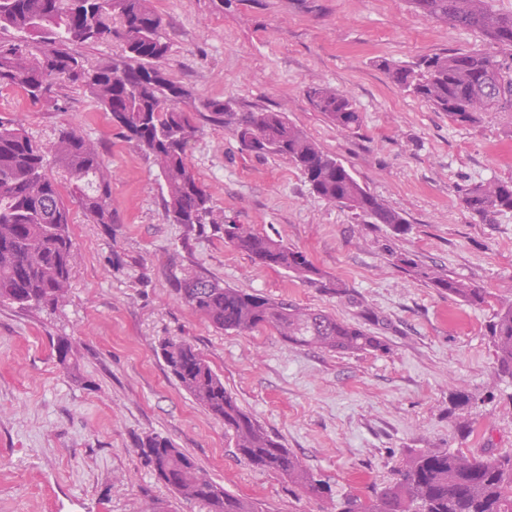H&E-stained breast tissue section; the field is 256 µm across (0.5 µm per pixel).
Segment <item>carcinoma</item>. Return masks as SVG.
<instances>
[{
	"label": "carcinoma",
	"instance_id": "carcinoma-1",
	"mask_svg": "<svg viewBox=\"0 0 512 512\" xmlns=\"http://www.w3.org/2000/svg\"><path fill=\"white\" fill-rule=\"evenodd\" d=\"M410 2L425 17L478 31L504 52L512 51V14L492 10L486 0ZM2 30L14 38L0 40V86L17 88L38 103L51 101L62 82L80 84L126 141L152 160L166 218L182 226L186 241L211 229L224 235V244L258 263L283 270L309 288L358 303L344 281L323 271L305 252L249 224L224 223L189 160L202 122L231 131L243 152L287 159L314 195L351 210L363 223L386 224L398 234L409 230L401 213L367 190L286 112H242L231 99L192 97L159 65L170 46L150 0H0ZM114 36L124 43L125 53L96 66H86L70 48L75 42L100 43ZM385 70L395 85L455 123L474 124L483 112L512 111V66L504 58L479 50L442 52L413 66L387 64ZM305 96L313 111L336 128L347 131L360 125V112L345 93L312 84ZM48 155L64 173L66 185L49 173ZM72 201L93 223H116L112 178L97 143L72 127L42 146L20 120L0 117V303L50 309L65 302L77 260ZM460 203L490 224L498 214L512 211V180L471 184L462 190ZM390 257L415 279L468 306H497L488 337L498 374L512 379V297L495 298L402 253ZM175 291L193 314L218 330L242 334L269 328L288 343L336 353L386 350L384 339L359 323L232 288L202 272L176 278ZM159 349L181 388L224 423L235 455L323 503L320 512H512L511 451L496 455L413 448L403 454L384 486L336 500L325 480L238 404L195 344L167 338ZM451 403L455 427L469 428L468 415L479 399L460 390ZM136 453L187 503L201 504L207 512H263L260 503L238 497L209 478L165 437H142Z\"/></svg>",
	"mask_w": 512,
	"mask_h": 512
}]
</instances>
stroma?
Instances as JSON below:
<instances>
[{
	"label": "stroma",
	"mask_w": 512,
	"mask_h": 512,
	"mask_svg": "<svg viewBox=\"0 0 512 512\" xmlns=\"http://www.w3.org/2000/svg\"><path fill=\"white\" fill-rule=\"evenodd\" d=\"M170 52L162 65L194 97L241 110H286L358 181L408 220V233L364 224L314 196L287 160L241 151L228 130L203 126L190 161L225 220L250 224L305 251L346 282L359 306L266 268L207 232L187 241L160 205L157 172L76 84L52 104L0 88V115L50 144L74 127L99 143L112 175L117 222L73 208L80 253L67 302L0 305V512H206L159 481L135 452L170 438L215 481L263 512H317L275 474L238 459L224 424L183 391L162 340L196 345L239 405L326 480L335 495L382 486L410 448L512 449V380L498 376L491 308L463 305L389 261L410 255L492 294L512 296V212L482 224L460 203L465 185L512 179V112L458 125L403 92L385 63L410 65L449 50L499 49L480 33L422 17L409 0H152ZM312 83L338 89L361 114L342 131L309 105ZM121 265H114V255ZM200 270L274 300L360 321L383 352L297 347L273 331H221L175 295L173 275ZM73 343L60 364L58 337ZM482 395L468 429L448 421L453 390Z\"/></svg>",
	"instance_id": "stroma-1"
}]
</instances>
